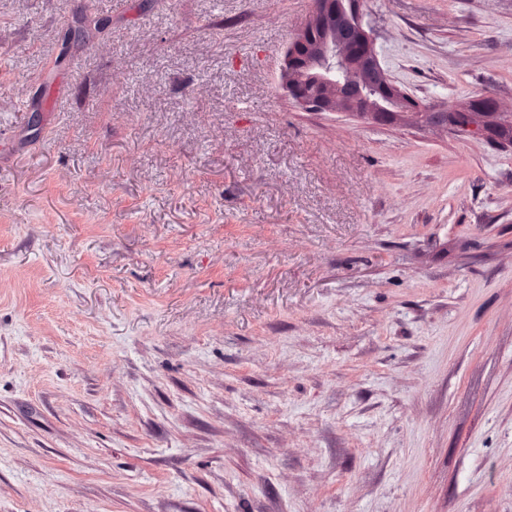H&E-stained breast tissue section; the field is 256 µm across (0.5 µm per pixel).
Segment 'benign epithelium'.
Segmentation results:
<instances>
[{"mask_svg": "<svg viewBox=\"0 0 512 512\" xmlns=\"http://www.w3.org/2000/svg\"><path fill=\"white\" fill-rule=\"evenodd\" d=\"M281 87L306 112H340L367 124L397 125L413 119L423 125V104L394 84L381 66L370 30L343 0H313V9L295 32L280 69ZM450 120L435 119L445 132L457 120L471 138L512 149V136L494 123L470 121V115L492 117L500 107L492 96L471 100Z\"/></svg>", "mask_w": 512, "mask_h": 512, "instance_id": "1", "label": "benign epithelium"}]
</instances>
